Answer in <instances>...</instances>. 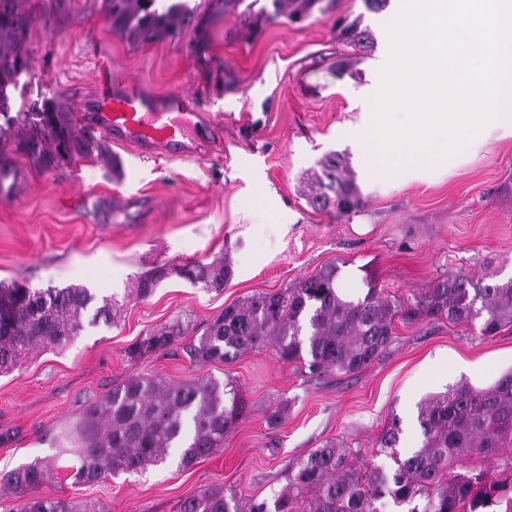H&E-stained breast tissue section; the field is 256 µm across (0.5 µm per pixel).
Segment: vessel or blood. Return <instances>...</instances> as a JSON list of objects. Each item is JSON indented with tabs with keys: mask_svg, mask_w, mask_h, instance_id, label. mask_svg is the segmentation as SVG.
I'll list each match as a JSON object with an SVG mask.
<instances>
[{
	"mask_svg": "<svg viewBox=\"0 0 512 512\" xmlns=\"http://www.w3.org/2000/svg\"><path fill=\"white\" fill-rule=\"evenodd\" d=\"M100 110L92 126L112 140L133 146L141 155L186 152L187 129H202L217 138L218 123L199 111L195 100L181 92L153 93L130 83L110 60H102L95 81Z\"/></svg>",
	"mask_w": 512,
	"mask_h": 512,
	"instance_id": "b4317fda",
	"label": "vessel or blood"
}]
</instances>
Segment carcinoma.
<instances>
[{"mask_svg": "<svg viewBox=\"0 0 512 512\" xmlns=\"http://www.w3.org/2000/svg\"><path fill=\"white\" fill-rule=\"evenodd\" d=\"M158 0H105L112 31L131 45L173 39L190 25L193 11L181 0L159 9ZM268 20L285 15L307 18L319 0H268ZM37 15L24 0H0V196H10L16 176L9 155L20 154L33 167L57 170L77 159L103 156L99 139L76 129L53 99L16 106L14 91L31 63L24 47ZM343 43L357 52L372 50L371 32L344 18L335 21ZM320 191L309 198L316 211L348 213L359 202L358 188L336 153L320 162ZM177 275L209 291L221 292L233 276L229 257L208 264L160 267L141 276L133 292L149 297L162 281ZM337 268L274 293H258L224 307L199 336L183 346L190 363L202 369L271 344L278 360L303 364L309 376H349L381 359L396 340L395 323L442 320L459 326L482 321L490 339L512 326V278L493 280L451 271L425 292L383 297L368 289L357 300L336 289ZM112 300L96 304L87 288L32 290L0 284V373H8L36 348H61L84 323L113 324ZM176 319L140 337L126 350L130 361L165 352L187 336ZM246 413L230 379L211 374L173 383L132 373L105 397L86 403L79 416L51 439L73 453L77 483L91 484L165 461L169 449H182V464L214 454L224 446ZM419 447L402 456L403 432L397 415L387 423L375 455L393 459L384 470L360 461L329 442L289 464L286 486L270 501L206 489L186 496L179 512H381L390 498L407 512H491L512 493V372L492 386L459 383L424 398L417 407ZM55 475L54 464L36 460L0 473V488L20 496L15 512H101L94 503L77 506L36 490Z\"/></svg>", "mask_w": 512, "mask_h": 512, "instance_id": "carcinoma-1", "label": "carcinoma"}]
</instances>
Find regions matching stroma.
Masks as SVG:
<instances>
[{
    "mask_svg": "<svg viewBox=\"0 0 512 512\" xmlns=\"http://www.w3.org/2000/svg\"><path fill=\"white\" fill-rule=\"evenodd\" d=\"M193 21L182 37L134 46L106 22L104 0H28L39 14L27 43L31 70L25 99L58 97L70 116L96 112L97 59L160 91L197 98L221 115L223 145L192 156L140 157L105 139L117 162L82 159L59 171L15 155L17 179L0 197V284L33 289L81 286L110 297L117 321L85 325L60 350L34 349L0 375V472L37 458L54 459L53 479L38 493L104 512H178L202 489L272 499L288 465L333 441L373 459L390 415L404 420L399 444L419 445L408 405L461 382L486 388L512 370V328L486 340L479 324H397L380 361L349 377L313 381L280 362L272 347L205 372L230 378L247 412L223 448L191 466L180 449L165 463L95 484L69 476L45 435L71 422L84 401L104 395L132 373L172 382L200 376L174 346L129 362L127 347L155 326L179 318L203 332L224 307L258 292H276L338 268L339 288L402 296L431 288L448 271L512 277V135L462 148L428 175L368 180L349 137L375 108L374 65L398 6L378 11L363 0H334L302 23L267 20L260 0H187ZM371 30L374 48L358 53L340 41L336 18ZM342 155L361 204L346 214L308 204L326 154ZM230 255L234 275L217 293L172 276L141 299L134 281L163 265L209 263ZM287 402L281 425L266 421Z\"/></svg>",
    "mask_w": 512,
    "mask_h": 512,
    "instance_id": "obj_1",
    "label": "stroma"
}]
</instances>
